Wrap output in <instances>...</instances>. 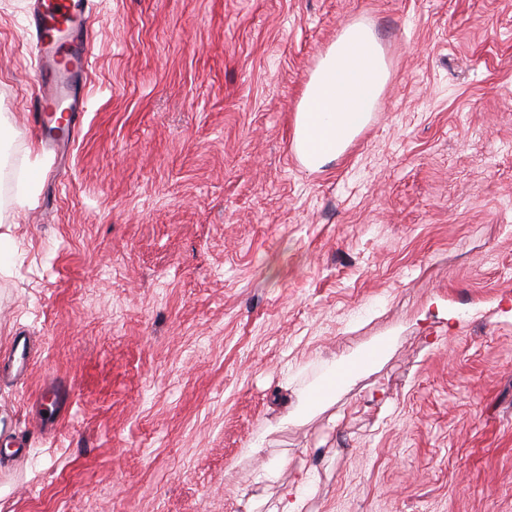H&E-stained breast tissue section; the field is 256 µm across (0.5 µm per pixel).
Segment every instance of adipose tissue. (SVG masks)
<instances>
[{"mask_svg": "<svg viewBox=\"0 0 512 512\" xmlns=\"http://www.w3.org/2000/svg\"><path fill=\"white\" fill-rule=\"evenodd\" d=\"M373 41L366 27L349 26L309 82L296 116L297 138L310 141L308 149L301 153L309 167L318 168L334 160L347 139L365 125L387 80V69ZM381 353L378 345L351 353L342 366L331 372L323 387L303 395L298 414L332 403L340 390L378 362Z\"/></svg>", "mask_w": 512, "mask_h": 512, "instance_id": "ef3b65f1", "label": "adipose tissue"}]
</instances>
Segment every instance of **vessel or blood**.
Listing matches in <instances>:
<instances>
[{
	"mask_svg": "<svg viewBox=\"0 0 512 512\" xmlns=\"http://www.w3.org/2000/svg\"><path fill=\"white\" fill-rule=\"evenodd\" d=\"M89 22L88 0H32L30 28L35 52L42 60L43 86L34 121L44 140L61 138L53 128L56 114H65L71 129L84 110L77 83L90 68V49L83 39Z\"/></svg>",
	"mask_w": 512,
	"mask_h": 512,
	"instance_id": "vessel-or-blood-1",
	"label": "vessel or blood"
}]
</instances>
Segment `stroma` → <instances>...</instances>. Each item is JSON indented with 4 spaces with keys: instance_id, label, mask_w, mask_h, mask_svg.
<instances>
[{
    "instance_id": "35a3bbf8",
    "label": "stroma",
    "mask_w": 512,
    "mask_h": 512,
    "mask_svg": "<svg viewBox=\"0 0 512 512\" xmlns=\"http://www.w3.org/2000/svg\"><path fill=\"white\" fill-rule=\"evenodd\" d=\"M77 136L43 148L0 0V512H512V0H90ZM367 26L364 127L298 160ZM326 409L302 391L377 338ZM24 448L4 455L7 442ZM274 480H263L266 471ZM373 41L366 27L349 26L308 83L296 116L295 143L311 168L336 159L347 138L367 121L370 107L387 80V69ZM304 137L307 150L300 145Z\"/></svg>"
}]
</instances>
